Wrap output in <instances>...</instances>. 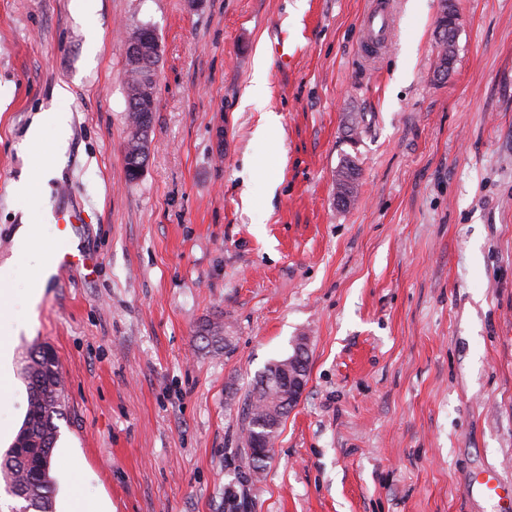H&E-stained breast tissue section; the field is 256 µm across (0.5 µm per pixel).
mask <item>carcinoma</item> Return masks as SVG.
<instances>
[{
    "label": "carcinoma",
    "instance_id": "obj_1",
    "mask_svg": "<svg viewBox=\"0 0 512 512\" xmlns=\"http://www.w3.org/2000/svg\"><path fill=\"white\" fill-rule=\"evenodd\" d=\"M129 138L141 134L148 139L153 113L143 112L127 87ZM357 190V172L348 161L336 174V195L343 205L351 203ZM29 390L28 410L11 448L0 458V476L13 496L26 502L25 512H51L49 472L40 468L43 460L53 458L59 437L57 421L64 408L63 383L56 355L48 356L43 348L31 352L25 368ZM288 404V385L279 373L278 362L269 364L249 386L241 410L247 431L245 447L240 449L254 475L264 471L271 445L281 428L282 410Z\"/></svg>",
    "mask_w": 512,
    "mask_h": 512
}]
</instances>
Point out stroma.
Masks as SVG:
<instances>
[{
    "mask_svg": "<svg viewBox=\"0 0 512 512\" xmlns=\"http://www.w3.org/2000/svg\"><path fill=\"white\" fill-rule=\"evenodd\" d=\"M369 2L97 0L82 15L77 0H0V241L31 224L53 251L65 186L98 255L31 314L38 259L0 250L14 265L0 426L21 427L26 357L51 348L72 451L55 484L76 471L112 512H227L240 491L246 512H512V494L472 489L488 469L512 483V0H452L444 75L442 0H393L372 60ZM143 24L160 44L156 112L131 181L125 39ZM261 54L258 108L243 95ZM268 111L270 139L256 134ZM36 124L57 174L20 197ZM346 159L358 193L342 206ZM213 323L228 348H206ZM300 336L307 384L246 482L245 391ZM357 168L351 161L345 162L336 174V195L342 205L350 204L357 190ZM13 352L12 347L7 342L0 343V398L1 400L10 391L13 386L12 369Z\"/></svg>",
    "mask_w": 512,
    "mask_h": 512,
    "instance_id": "1",
    "label": "stroma"
}]
</instances>
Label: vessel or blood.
<instances>
[{
	"label": "vessel or blood",
	"instance_id": "obj_1",
	"mask_svg": "<svg viewBox=\"0 0 512 512\" xmlns=\"http://www.w3.org/2000/svg\"><path fill=\"white\" fill-rule=\"evenodd\" d=\"M392 10L390 0H375L364 19V36L368 45L379 46L390 39ZM51 216L61 232L63 245L51 264L52 279H60L75 269L85 266L93 254L82 241L87 227L83 210L69 193H62L51 211Z\"/></svg>",
	"mask_w": 512,
	"mask_h": 512
}]
</instances>
